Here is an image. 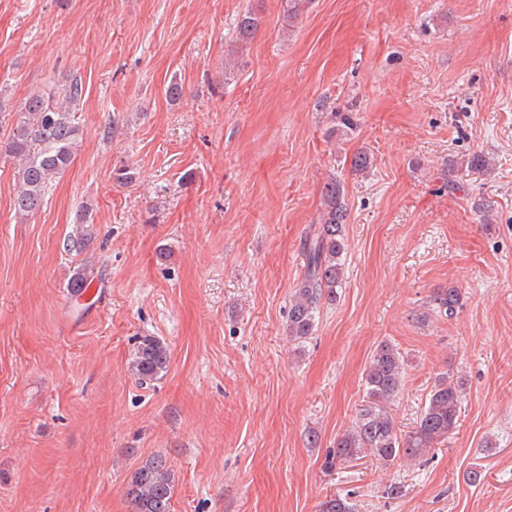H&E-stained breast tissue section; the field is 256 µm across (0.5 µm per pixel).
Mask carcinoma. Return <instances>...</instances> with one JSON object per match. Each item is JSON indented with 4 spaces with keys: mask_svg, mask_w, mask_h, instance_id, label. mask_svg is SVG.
<instances>
[{
    "mask_svg": "<svg viewBox=\"0 0 512 512\" xmlns=\"http://www.w3.org/2000/svg\"><path fill=\"white\" fill-rule=\"evenodd\" d=\"M258 25L256 14L245 11L236 21L234 42L241 47L249 44ZM82 97L83 83L77 77L53 93L28 95L19 109L16 133L0 139V157L14 163L13 206L17 213L35 215L53 182L73 162L82 142V128L77 121ZM321 195L324 210L303 239L302 277L294 286L288 307V334L296 341L312 336L322 300L335 301L344 281L343 239L348 221L345 190L336 176L330 175ZM471 205L483 223L491 221L495 201L479 196ZM93 223L91 207L85 205L76 211L75 232L68 239L71 249L81 251L86 247ZM94 278L91 265H79L68 282L70 294L79 296L86 281ZM433 302L451 317L460 306V291L453 286L441 289ZM169 364L167 345L154 336H143L131 354L128 369L140 384L147 385L163 378ZM403 370V358L392 345L377 347L363 373L367 403L354 425L336 438L324 462L327 471L368 455L385 465L398 458L422 461L436 445L450 438L461 414L462 382L449 373L434 384L413 430L403 439L398 437L391 406L401 392ZM173 488L165 460L157 457L135 471L126 495L132 512H171ZM320 512H355V505L345 497L333 495L320 504Z\"/></svg>",
    "mask_w": 512,
    "mask_h": 512,
    "instance_id": "obj_1",
    "label": "carcinoma"
}]
</instances>
